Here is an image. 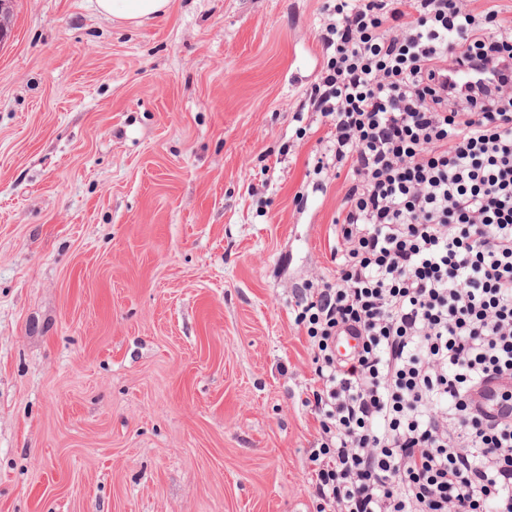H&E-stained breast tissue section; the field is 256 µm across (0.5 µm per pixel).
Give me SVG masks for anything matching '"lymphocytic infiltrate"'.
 Wrapping results in <instances>:
<instances>
[{
  "mask_svg": "<svg viewBox=\"0 0 512 512\" xmlns=\"http://www.w3.org/2000/svg\"><path fill=\"white\" fill-rule=\"evenodd\" d=\"M338 0L314 108L351 182L334 280L300 289L313 352L317 512H512V421L472 393L512 377V64L496 0ZM359 350L337 359L343 331Z\"/></svg>",
  "mask_w": 512,
  "mask_h": 512,
  "instance_id": "lymphocytic-infiltrate-1",
  "label": "lymphocytic infiltrate"
}]
</instances>
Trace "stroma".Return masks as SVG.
Returning a JSON list of instances; mask_svg holds the SVG:
<instances>
[{"label": "stroma", "instance_id": "obj_1", "mask_svg": "<svg viewBox=\"0 0 512 512\" xmlns=\"http://www.w3.org/2000/svg\"><path fill=\"white\" fill-rule=\"evenodd\" d=\"M326 0H14L0 42V512H316L314 365L350 184ZM99 14L127 21L164 15L170 0H95Z\"/></svg>", "mask_w": 512, "mask_h": 512}]
</instances>
